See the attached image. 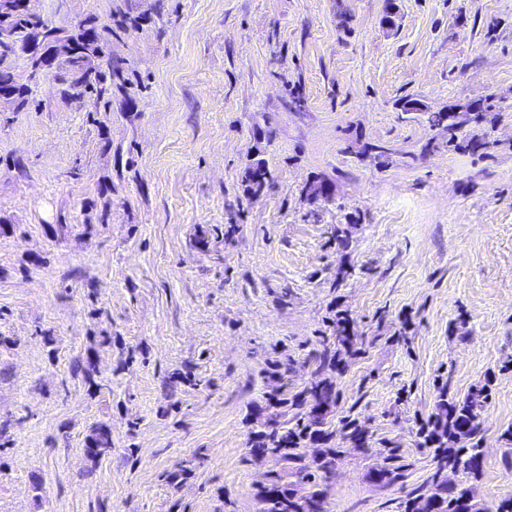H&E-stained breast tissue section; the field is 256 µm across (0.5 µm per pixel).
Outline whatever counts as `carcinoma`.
Instances as JSON below:
<instances>
[{"label": "carcinoma", "mask_w": 512, "mask_h": 512, "mask_svg": "<svg viewBox=\"0 0 512 512\" xmlns=\"http://www.w3.org/2000/svg\"><path fill=\"white\" fill-rule=\"evenodd\" d=\"M128 15L116 22L100 24L89 16L84 23L92 25V39H82L83 32L66 29L19 5L16 13L6 16L0 12V90H13L14 98L8 111L23 112L32 103V82L22 81L15 67L17 52L26 48L36 30L47 33L68 31L76 39L79 54L58 61L55 79L63 84L62 94L67 98L76 92L87 99L93 111H112V94L118 90L129 92V82L124 77V63L112 56V25H127ZM418 118L431 130L445 134L448 150L475 154L489 147V143L476 138L469 129L481 122V113L468 112L462 120L465 128L448 121L443 109L421 112ZM335 336L341 347L349 351L354 347L355 336L350 334L347 319L335 322ZM96 366L92 356L74 362L72 373L80 374L95 383ZM491 380H486L462 398L439 396L437 412L419 430L420 445L431 448L436 459L435 471L428 481L429 489L423 493L411 492L403 502L402 512H485L476 488L471 481L480 477L483 468L481 442L484 434L483 411L491 399ZM276 409L265 423L266 430L254 433L249 453L271 457L281 464L271 472L267 485L257 493L258 512H297L295 499L303 497L308 508L304 512H328L326 480L332 474L337 457L343 450L336 447L341 439L360 451L368 453L370 436L365 426L347 417L341 426L333 427L330 416L336 405V389L332 375L314 382L306 391L288 396L279 387L270 397ZM306 406L302 417L285 419L286 409ZM319 448L317 456L309 458L304 452L308 444ZM112 454V433L105 423L93 425L85 437V457L97 465ZM386 464L374 467L370 479L390 484L399 476L401 466L396 449L390 448L383 456ZM465 476L453 487L444 481L448 469Z\"/></svg>", "instance_id": "1"}]
</instances>
